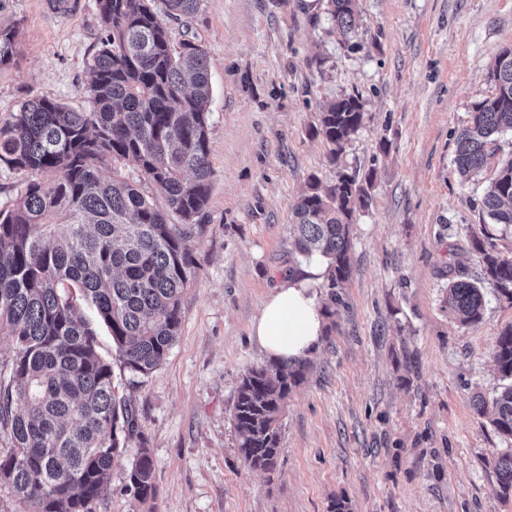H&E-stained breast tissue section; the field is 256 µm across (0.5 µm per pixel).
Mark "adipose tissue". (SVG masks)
Here are the masks:
<instances>
[{
    "mask_svg": "<svg viewBox=\"0 0 512 512\" xmlns=\"http://www.w3.org/2000/svg\"><path fill=\"white\" fill-rule=\"evenodd\" d=\"M326 269L312 262L303 276L286 277L266 295L251 334L268 358L304 361L318 351L327 321L311 285L324 279Z\"/></svg>",
    "mask_w": 512,
    "mask_h": 512,
    "instance_id": "1",
    "label": "adipose tissue"
}]
</instances>
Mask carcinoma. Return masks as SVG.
Segmentation results:
<instances>
[{"mask_svg":"<svg viewBox=\"0 0 512 512\" xmlns=\"http://www.w3.org/2000/svg\"><path fill=\"white\" fill-rule=\"evenodd\" d=\"M199 0H95L103 26L88 64V106L50 98L21 102L0 122V169L26 176L12 208L0 210V338L12 355L0 362V489L32 512H93L127 441L140 439L123 468L125 487L154 500V464L136 410L115 392L112 362L98 351L103 327L124 370L154 372L175 344L193 264L196 224L210 196L208 57L191 39L175 40L167 20L189 18ZM344 38L359 25L357 0H327ZM17 33L0 25V66L17 56ZM496 92L472 107L454 164L462 182L495 173L481 216L496 226L470 239L482 277L448 267L445 304L463 325L483 317V282L512 303V157L496 158L512 134V61L498 53L488 72ZM355 95L330 103L315 134L340 167L324 191L316 178L293 206L294 249L327 263L330 324L351 274L352 225L371 204L370 176L342 168L345 145L362 124ZM111 174L103 175L106 167ZM162 195L159 206L142 183ZM501 384L475 409L512 440V325L495 338ZM310 362L269 360L242 376L233 425L242 462L272 473L280 464L287 401ZM496 493L512 496V448L493 459Z\"/></svg>","mask_w":512,"mask_h":512,"instance_id":"1","label":"carcinoma"}]
</instances>
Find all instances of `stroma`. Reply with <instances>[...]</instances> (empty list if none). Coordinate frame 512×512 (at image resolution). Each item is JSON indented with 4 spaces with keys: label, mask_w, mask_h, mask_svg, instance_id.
Instances as JSON below:
<instances>
[{
    "label": "stroma",
    "mask_w": 512,
    "mask_h": 512,
    "mask_svg": "<svg viewBox=\"0 0 512 512\" xmlns=\"http://www.w3.org/2000/svg\"><path fill=\"white\" fill-rule=\"evenodd\" d=\"M48 0H0L20 52L0 68V120L21 101L87 104L86 65L102 27L95 0L67 14ZM356 47L332 32L326 0H200L170 22L206 50L212 85L211 189L192 241L180 334L147 376L115 370L140 415L157 495L143 504L121 466L95 512H512L490 461L508 443L473 407L500 378L494 338L512 305L486 287L483 318L451 319L447 264L481 266L468 246L489 174L460 183L455 142L487 73L512 47V0H359ZM360 96L347 167L373 171L353 226L351 275L335 329L288 399L275 473L244 467L232 410L242 375L266 357L250 329L287 271L291 208L309 178L336 182L322 138L332 100Z\"/></svg>",
    "instance_id": "35a3bbf8"
}]
</instances>
